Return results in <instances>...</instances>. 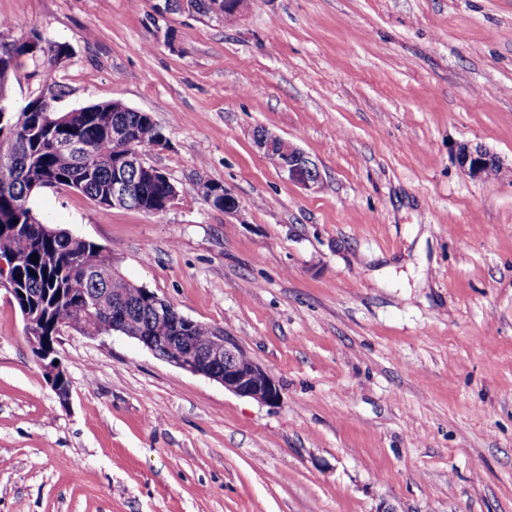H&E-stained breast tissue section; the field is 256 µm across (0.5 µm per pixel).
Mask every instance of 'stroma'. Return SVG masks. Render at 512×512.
<instances>
[{"label": "stroma", "instance_id": "stroma-1", "mask_svg": "<svg viewBox=\"0 0 512 512\" xmlns=\"http://www.w3.org/2000/svg\"><path fill=\"white\" fill-rule=\"evenodd\" d=\"M156 0H0L58 111L119 101L165 143L159 215L73 189L34 199L116 272L224 329L268 370L269 405L121 334L65 331L60 401L0 288V512H512V0H251L230 21ZM265 128L319 166L291 183ZM202 181L239 210L208 205ZM456 159L459 167L474 179L486 181V172L490 169L495 172L494 179L506 173H510L512 178V166L505 168L499 157L483 145L460 144ZM199 192L204 200L212 207H214L212 201L215 197L224 196V204L223 197H219L214 200V205L217 209L222 208L224 205V214H233L239 208L237 199L223 185L202 181L199 184Z\"/></svg>", "mask_w": 512, "mask_h": 512}]
</instances>
